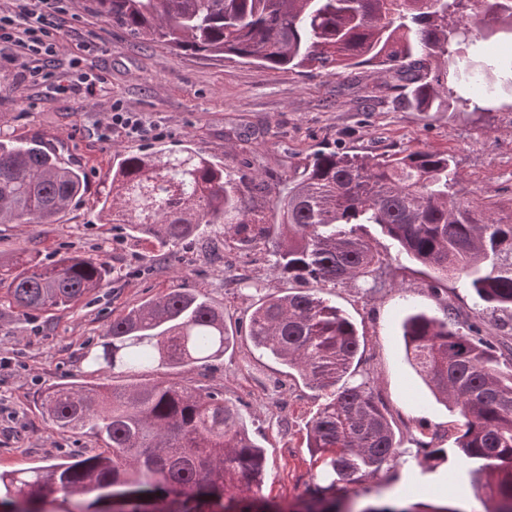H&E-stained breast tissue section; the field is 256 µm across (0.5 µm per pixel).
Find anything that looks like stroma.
<instances>
[{"label":"stroma","mask_w":512,"mask_h":512,"mask_svg":"<svg viewBox=\"0 0 512 512\" xmlns=\"http://www.w3.org/2000/svg\"><path fill=\"white\" fill-rule=\"evenodd\" d=\"M73 11L76 19L62 33L55 70L65 72L72 57L82 56L84 66L108 78L111 94L59 97L0 72V132L55 148L83 169L87 190L56 223L0 224V262L23 249L47 263L66 252L101 254L113 272L107 285L65 313L0 305V357L8 360L0 367V471H24L95 448L86 434L52 429L37 398L48 386L81 378L113 319L168 289L185 288L203 293L223 310L234 342L208 365L184 366L169 372V379L219 392L239 407L263 447L265 494L295 500L317 473L305 434L324 398L254 348L247 324L258 296L241 286L246 279L265 292L281 293L286 281L274 275L272 258L260 245L246 250L231 242L212 254L192 239L170 250L103 223L94 201L113 163L129 152L191 148L254 177L263 186L256 203L269 216L274 204L266 186L300 178L316 154L446 151L455 158L461 187L505 206L512 203V96L490 102L480 121L464 114L416 112L400 104L394 74L376 67L357 66L330 76L205 59L133 40L97 14L92 0H73ZM115 104L159 125L161 136L100 139L96 127ZM366 232L384 252L395 274L393 285L362 288L349 282L331 289L329 298L364 337L359 369L387 405L403 453L394 468L359 486L357 502H374L378 487L385 485L389 498L406 505L459 504L470 512L478 500L468 467L453 458L429 462L414 444L425 435L436 447H453L448 427L458 413L437 401L408 364L402 321L413 308L442 314L450 301L475 316L483 336L495 343L506 334L504 316L474 311L471 291L457 279H448L447 292L435 293L423 267L376 226H367Z\"/></svg>","instance_id":"35a3bbf8"}]
</instances>
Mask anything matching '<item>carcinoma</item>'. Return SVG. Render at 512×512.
<instances>
[{
	"label": "carcinoma",
	"instance_id": "1",
	"mask_svg": "<svg viewBox=\"0 0 512 512\" xmlns=\"http://www.w3.org/2000/svg\"><path fill=\"white\" fill-rule=\"evenodd\" d=\"M97 12L135 40L180 52L272 69L360 64L409 82L419 112H448V78L468 86L470 114L512 90V60L468 46L512 38V0H95ZM84 174L38 140L0 139V224H53L85 193ZM247 177L186 147L128 153L112 164L96 197L106 224L176 248L190 238L219 251L223 241L263 244L288 291L262 298L248 335L262 354L296 371L324 395L307 424L319 468L297 512H343L351 492L401 457L389 411L354 362L361 335L323 296L345 282L385 285L388 264L367 238L380 227L425 268L431 288L452 276L475 305L512 316V212L459 187L454 157L432 150L388 155L320 153L296 180L274 189L279 220L253 211ZM112 275L99 255L65 254L51 264L27 254L0 264V305L73 309ZM407 361L435 396L458 409L457 457L474 481H493L483 512H512V344L490 345L475 322L448 303L402 323ZM84 379L53 385L37 406L52 428L80 430L99 448L26 472L0 471V506L46 512L58 499L88 507L112 491L116 512H286L263 494L262 447L242 415L211 392L138 368L167 371L224 354V312L201 293L172 288L112 321ZM120 370L127 379L106 382ZM364 512H463L378 499Z\"/></svg>",
	"mask_w": 512,
	"mask_h": 512
}]
</instances>
